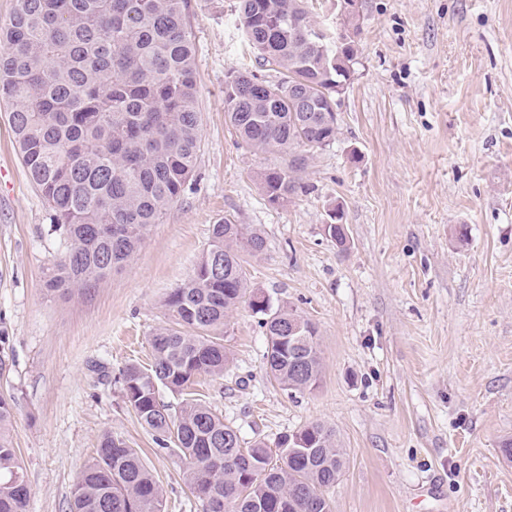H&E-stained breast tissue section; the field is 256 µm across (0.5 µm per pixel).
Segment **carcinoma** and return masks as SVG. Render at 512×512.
<instances>
[{"label":"carcinoma","instance_id":"obj_1","mask_svg":"<svg viewBox=\"0 0 512 512\" xmlns=\"http://www.w3.org/2000/svg\"><path fill=\"white\" fill-rule=\"evenodd\" d=\"M309 0H239L238 25L276 81L234 70L225 121L251 148L284 164L260 174L272 204L306 192V153L336 139V100L351 77L358 32H321ZM0 99L22 162L67 242L45 288L89 290L121 270L163 218L196 167L201 142L195 44L188 0H17L0 27ZM311 102L304 119L301 102ZM327 234L344 249L347 227ZM266 249L261 230L231 218L212 225L211 247L164 301L168 322L150 340L151 363L120 372L123 398L161 450L186 464L203 512H332L329 488L346 465L336 430L310 423L273 444L248 445L198 398L201 377L229 366L223 329L253 303L245 257ZM265 329L264 367L290 393L312 391L322 359L312 322L284 307H251ZM298 332L290 333L291 328ZM182 396L178 412L159 388ZM11 403L0 397V512H28L30 492L10 440ZM71 512H163V491L136 449L110 431L78 474Z\"/></svg>","mask_w":512,"mask_h":512}]
</instances>
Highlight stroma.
<instances>
[{"label": "stroma", "mask_w": 512, "mask_h": 512, "mask_svg": "<svg viewBox=\"0 0 512 512\" xmlns=\"http://www.w3.org/2000/svg\"><path fill=\"white\" fill-rule=\"evenodd\" d=\"M238 0H190L201 112L196 169L129 265L60 295L45 275L67 244L0 112V396L31 488L28 512H69L100 436H123L164 494L202 512L185 464L125 404L121 370L147 365L168 293L192 275L224 216L263 231L250 284L317 327L322 381L270 383L248 305L225 333L231 362L197 390L249 441L335 428L346 467L333 512H512V0H359L358 52L338 130L270 204L281 160L224 121V79L250 66ZM340 207L350 244L324 232Z\"/></svg>", "instance_id": "1"}]
</instances>
